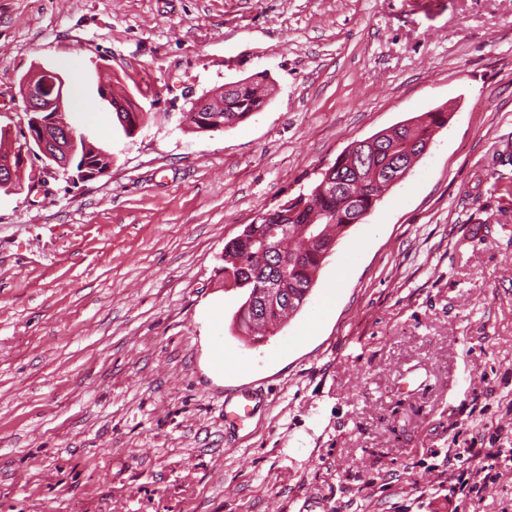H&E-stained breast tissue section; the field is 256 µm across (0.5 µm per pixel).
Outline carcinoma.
<instances>
[{
    "label": "carcinoma",
    "mask_w": 512,
    "mask_h": 512,
    "mask_svg": "<svg viewBox=\"0 0 512 512\" xmlns=\"http://www.w3.org/2000/svg\"><path fill=\"white\" fill-rule=\"evenodd\" d=\"M271 89L266 76L253 75L232 87L206 97L202 125L192 112L182 122L196 132L224 131L260 111ZM127 112L115 113L127 137L134 136L143 120L137 105L127 99ZM448 123L447 113L437 110L393 126L380 142L353 154L347 150L327 166L316 182L297 195L303 208H276L260 214L241 234L224 245V283L242 290V302L234 315L236 327L251 336L261 328L268 335L306 303L316 273L333 252L352 220L370 212L380 198L378 188L387 172L422 153L435 131ZM112 155L91 142L80 140L76 150V177L108 171Z\"/></svg>",
    "instance_id": "cac0c4a2"
}]
</instances>
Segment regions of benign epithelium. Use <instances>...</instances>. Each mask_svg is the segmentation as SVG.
Listing matches in <instances>:
<instances>
[{"label": "benign epithelium", "mask_w": 512, "mask_h": 512, "mask_svg": "<svg viewBox=\"0 0 512 512\" xmlns=\"http://www.w3.org/2000/svg\"><path fill=\"white\" fill-rule=\"evenodd\" d=\"M64 77L57 71L41 67L25 75L20 81L21 97L28 117V126L35 134L21 145V159L34 151L45 159L46 168H63L71 149L77 144L79 135L69 125L55 123L59 114L66 111ZM0 192H20L16 173L8 165L0 169Z\"/></svg>", "instance_id": "1"}]
</instances>
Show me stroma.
Listing matches in <instances>:
<instances>
[{"instance_id":"35a3bbf8","label":"stroma","mask_w":512,"mask_h":512,"mask_svg":"<svg viewBox=\"0 0 512 512\" xmlns=\"http://www.w3.org/2000/svg\"><path fill=\"white\" fill-rule=\"evenodd\" d=\"M38 66L112 165L82 182L31 156L36 189L0 194V512H512V467L472 500L435 470L512 448V0H0L11 139ZM256 73L261 112L182 124ZM108 86L142 110L134 137ZM438 109L425 155L252 344L225 243ZM254 383L267 401L227 425ZM263 402L264 396L257 388H241L232 397L224 399V419L244 425Z\"/></svg>"}]
</instances>
